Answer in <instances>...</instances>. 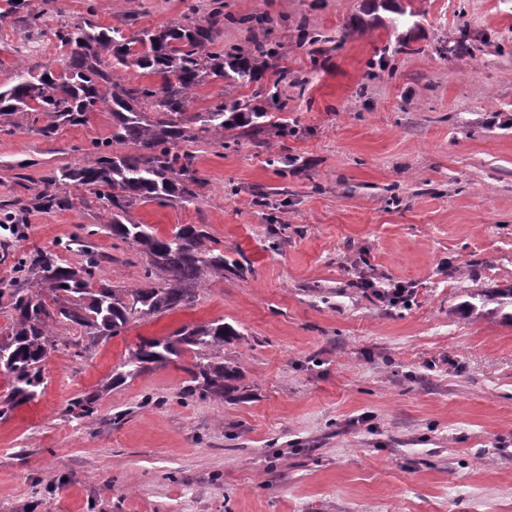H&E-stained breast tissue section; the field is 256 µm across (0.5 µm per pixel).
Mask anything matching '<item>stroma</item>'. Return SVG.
<instances>
[{"label": "stroma", "instance_id": "stroma-1", "mask_svg": "<svg viewBox=\"0 0 512 512\" xmlns=\"http://www.w3.org/2000/svg\"><path fill=\"white\" fill-rule=\"evenodd\" d=\"M223 2L219 46L278 53L257 84L207 76L187 109L268 115L190 144L192 203L140 202L128 219L162 237L203 225L238 269L117 336L57 326L43 386L0 418V512H512V320L492 301L467 308L512 287V0ZM56 6L132 35L214 2ZM63 54L0 19L1 86ZM111 134L104 107L48 137L31 112L0 125V202L28 207L27 237L0 233V280L24 254L74 262L86 246L97 279L142 281L143 257L86 189L67 186L69 209L34 205ZM365 278L406 285L405 302ZM219 319L241 334L224 347L234 398H182L188 354L112 384L140 338ZM90 393L95 413L70 414Z\"/></svg>", "mask_w": 512, "mask_h": 512}]
</instances>
